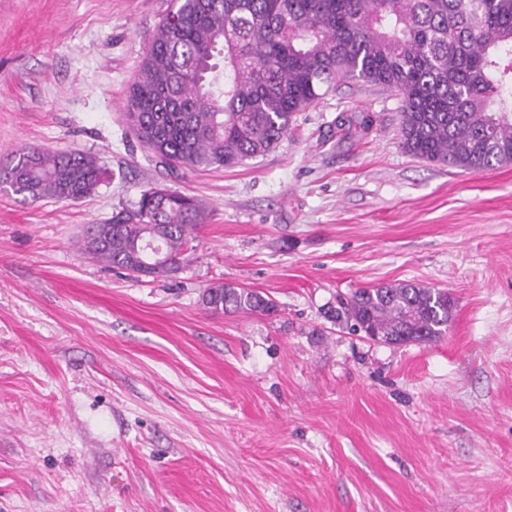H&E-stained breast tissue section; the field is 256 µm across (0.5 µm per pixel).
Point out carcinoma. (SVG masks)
Returning a JSON list of instances; mask_svg holds the SVG:
<instances>
[{
	"mask_svg": "<svg viewBox=\"0 0 512 512\" xmlns=\"http://www.w3.org/2000/svg\"><path fill=\"white\" fill-rule=\"evenodd\" d=\"M348 79L397 92L411 155L463 171L512 163V0H177L128 86L139 141L172 168L233 167L273 150L293 116ZM79 151L20 148L0 184L24 198L75 202L99 184ZM203 208L176 191L91 224L83 250L133 274H156L141 246L181 267ZM212 313L270 314L271 299L224 284L204 290ZM337 316L386 344L448 330V290L411 282L359 289Z\"/></svg>",
	"mask_w": 512,
	"mask_h": 512,
	"instance_id": "carcinoma-1",
	"label": "carcinoma"
}]
</instances>
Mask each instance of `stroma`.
I'll return each mask as SVG.
<instances>
[{
  "label": "stroma",
  "mask_w": 512,
  "mask_h": 512,
  "mask_svg": "<svg viewBox=\"0 0 512 512\" xmlns=\"http://www.w3.org/2000/svg\"><path fill=\"white\" fill-rule=\"evenodd\" d=\"M172 7L0 0V157L105 171L77 202L0 186V512H512V164L414 158L398 95L341 81L266 155L168 169L123 102ZM152 187L207 213L177 272L83 253ZM401 281L448 289L445 336L328 319ZM216 283L278 311L211 313Z\"/></svg>",
  "instance_id": "stroma-1"
}]
</instances>
